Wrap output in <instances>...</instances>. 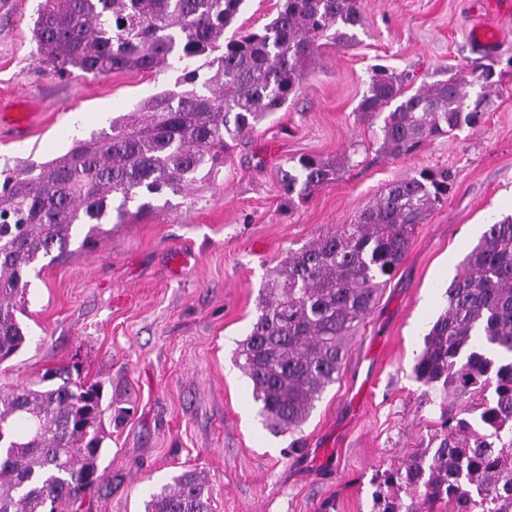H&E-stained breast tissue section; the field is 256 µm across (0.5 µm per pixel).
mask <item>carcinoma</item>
Segmentation results:
<instances>
[{"label": "carcinoma", "mask_w": 512, "mask_h": 512, "mask_svg": "<svg viewBox=\"0 0 512 512\" xmlns=\"http://www.w3.org/2000/svg\"><path fill=\"white\" fill-rule=\"evenodd\" d=\"M244 0H40L32 39L40 67L103 75L176 68L183 90H165L112 121V133L79 141L63 156L30 162L0 182V363L26 342L16 317L24 277L53 252L81 239L127 206L157 209L215 177L226 155L301 88L320 49L347 43L363 25L360 0H284L262 28L235 22ZM471 82L455 73L411 95L399 77L372 76L358 111L383 116L380 149L406 156L422 143L474 126ZM342 159L302 156L282 178L285 198L339 179ZM446 171L421 170L393 183L351 224L295 251L259 302L235 361L252 384L260 415L293 430L336 382L347 341L392 275L416 224L448 199ZM118 206H113L114 200ZM78 365L49 370L21 389L0 392V512H58L98 486L103 387ZM430 388L469 395L446 408L432 447L384 470L373 512H512V216L486 225L446 288V306L414 364ZM147 512H210L206 481L184 471L150 496Z\"/></svg>", "instance_id": "carcinoma-1"}]
</instances>
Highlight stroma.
Masks as SVG:
<instances>
[{
  "label": "stroma",
  "mask_w": 512,
  "mask_h": 512,
  "mask_svg": "<svg viewBox=\"0 0 512 512\" xmlns=\"http://www.w3.org/2000/svg\"><path fill=\"white\" fill-rule=\"evenodd\" d=\"M40 0H0V104L37 118L23 141L0 130V170L65 154L82 122L88 140L144 99L174 89L178 73L118 71L60 77L40 68L32 22ZM354 42L322 49L296 96L256 125L215 178L127 223L106 221L96 249L31 277L16 316L28 335L0 363V390L79 364L123 397L127 416L103 418L102 482L60 512H145L151 493L186 470L202 472L211 512H372L374 482L441 431L443 395L417 381L424 337L445 290L486 224L512 215V15L490 0H361ZM502 32L491 54L470 37ZM407 92L467 73L477 126L393 158L378 151L379 123L357 107L377 69ZM495 86L483 93L482 74ZM353 161L332 184L286 203L280 172L303 155ZM423 169L454 175L451 193L417 224L392 278L348 342L335 384L294 431L272 430L234 360L269 275L288 250L352 223L394 182Z\"/></svg>",
  "instance_id": "obj_1"
}]
</instances>
